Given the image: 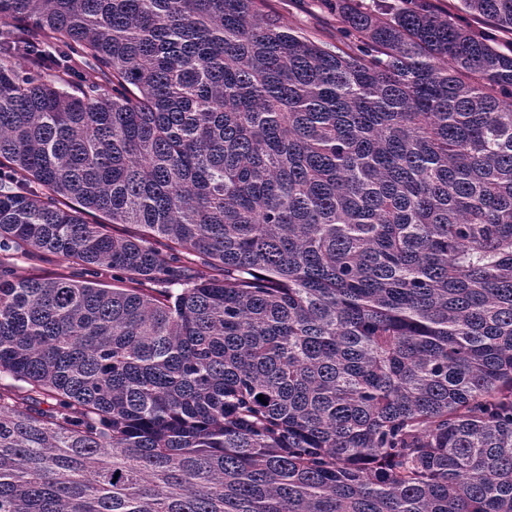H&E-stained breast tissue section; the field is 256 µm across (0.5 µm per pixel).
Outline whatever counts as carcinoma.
Returning <instances> with one entry per match:
<instances>
[{
  "label": "carcinoma",
  "mask_w": 512,
  "mask_h": 512,
  "mask_svg": "<svg viewBox=\"0 0 512 512\" xmlns=\"http://www.w3.org/2000/svg\"><path fill=\"white\" fill-rule=\"evenodd\" d=\"M262 2L0 0V512H512V54ZM324 0H265L263 10L271 12L293 29L307 36L336 46V40L343 39L336 21L332 4ZM5 254H13L7 255ZM7 258L11 269L19 276H30L33 274H52L65 270L67 263L53 255L28 257L20 253H4L0 251V260Z\"/></svg>",
  "instance_id": "cac0c4a2"
}]
</instances>
